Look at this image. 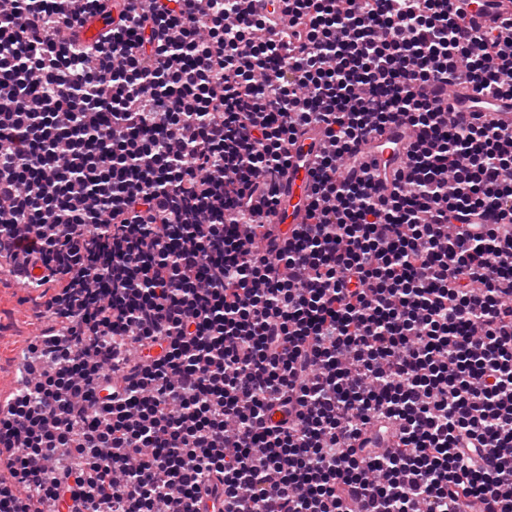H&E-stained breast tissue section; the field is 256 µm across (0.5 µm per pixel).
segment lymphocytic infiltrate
Returning a JSON list of instances; mask_svg holds the SVG:
<instances>
[{"instance_id": "f902f5d3", "label": "lymphocytic infiltrate", "mask_w": 512, "mask_h": 512, "mask_svg": "<svg viewBox=\"0 0 512 512\" xmlns=\"http://www.w3.org/2000/svg\"><path fill=\"white\" fill-rule=\"evenodd\" d=\"M251 2L0 0V258L55 287L0 512H512V129L448 96L512 100V33L455 0ZM398 122L382 194L361 146ZM321 139V131L314 127L299 137L291 149L290 166L283 181L281 191V204L277 208L275 224L288 225L301 224L306 213L308 197L309 169L313 158L308 153L312 141Z\"/></svg>"}]
</instances>
